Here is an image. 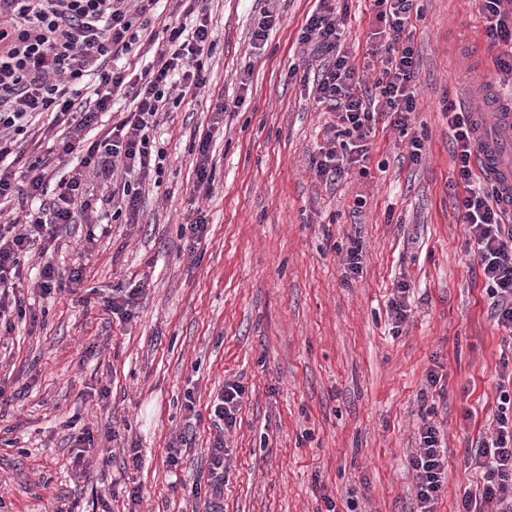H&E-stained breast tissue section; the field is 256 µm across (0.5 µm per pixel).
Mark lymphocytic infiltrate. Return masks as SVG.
Returning a JSON list of instances; mask_svg holds the SVG:
<instances>
[{
	"mask_svg": "<svg viewBox=\"0 0 512 512\" xmlns=\"http://www.w3.org/2000/svg\"><path fill=\"white\" fill-rule=\"evenodd\" d=\"M158 2L0 0V205L39 203L12 224L0 225V325L6 329L27 316L24 300L15 294L22 257L35 250L47 254L62 225L79 218L97 223L98 212L87 195L88 177L110 186L106 201L112 219L135 215L143 178L161 172L165 159L152 134L160 114L180 107L208 84L214 41L205 5L198 9L193 32H186L182 22L167 21L165 49L138 75L112 68V61L152 44L147 31ZM374 5L387 31L384 46L375 51L380 73L372 86L360 84L355 68L339 51L342 22L333 0H319L298 36L317 64L316 97L336 117L334 139L320 146L313 159L317 176L330 182L345 175L338 148L367 158L368 139L381 117L403 131L416 110V59L404 39L415 0H374ZM482 15L487 45L498 51L496 66L512 77V0H482ZM128 95L134 110L114 111L115 99ZM232 109V104L219 102L198 138L196 188L208 190L214 183L210 146ZM443 110L467 242L478 258L497 325L512 331V214L499 203L497 183L474 170L482 116L459 100L446 101ZM106 114L112 117L111 127L92 136V128ZM40 116L46 117L48 129L59 133L58 157L76 160L55 182L47 159L21 152ZM20 163L26 168L21 176L15 171ZM497 390L496 425L469 456L482 482L478 495L464 497V512H512V369L502 371ZM244 393L239 383L225 384L210 410L216 434L208 450L209 477L206 485L190 490L193 498L203 499L205 512H224V434L236 425ZM408 464L416 479L415 512H437L447 456L435 426L424 425Z\"/></svg>",
	"mask_w": 512,
	"mask_h": 512,
	"instance_id": "1",
	"label": "lymphocytic infiltrate"
}]
</instances>
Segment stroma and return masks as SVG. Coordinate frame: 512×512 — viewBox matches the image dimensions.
Returning <instances> with one entry per match:
<instances>
[{
	"instance_id": "obj_1",
	"label": "stroma",
	"mask_w": 512,
	"mask_h": 512,
	"mask_svg": "<svg viewBox=\"0 0 512 512\" xmlns=\"http://www.w3.org/2000/svg\"><path fill=\"white\" fill-rule=\"evenodd\" d=\"M316 5L212 0L208 85L154 130L160 184L146 185L130 221L60 231L50 260L61 290L42 294L38 255L22 259L17 293L34 320L0 335V386L13 396L0 406V512H128L130 480L138 512H203L187 488L208 477L210 408L228 381L245 394L224 437V512H409L408 458L427 424L448 452L437 512H460L476 492L468 455L496 424L512 335L491 317L468 251L442 106L457 96L480 108L473 87L500 79L481 3L417 0L408 131L378 124L368 159L335 183L312 166L334 118L298 76L308 57L297 37ZM266 9L279 23L257 44ZM336 11L342 52L374 82L368 51L385 25L373 0H336ZM220 98L239 106L211 145L205 195L193 189L191 148ZM200 213L207 234L192 246L180 227ZM401 282L410 313L397 326L389 302ZM134 288L131 320L105 311L112 292ZM86 430L94 446L80 472L73 446ZM184 432L192 444L174 474L166 453ZM133 449L136 470L123 465Z\"/></svg>"
}]
</instances>
